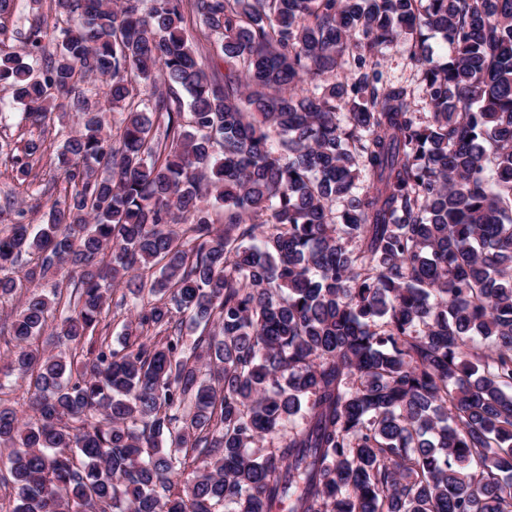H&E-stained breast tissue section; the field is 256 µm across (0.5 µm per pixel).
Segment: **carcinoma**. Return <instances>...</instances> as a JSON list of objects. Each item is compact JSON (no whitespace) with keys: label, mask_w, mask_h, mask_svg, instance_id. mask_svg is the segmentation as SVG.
<instances>
[{"label":"carcinoma","mask_w":512,"mask_h":512,"mask_svg":"<svg viewBox=\"0 0 512 512\" xmlns=\"http://www.w3.org/2000/svg\"><path fill=\"white\" fill-rule=\"evenodd\" d=\"M51 9L54 53L38 24L0 50L26 120L78 114L62 198L0 229L29 395L0 404L9 512H512V0ZM401 35L425 116L377 69ZM86 80L126 111L116 133ZM119 284L136 313L97 345ZM185 318L207 330L190 346Z\"/></svg>","instance_id":"cac0c4a2"}]
</instances>
